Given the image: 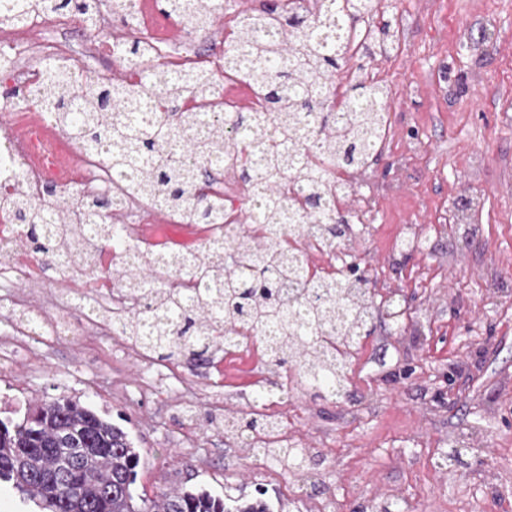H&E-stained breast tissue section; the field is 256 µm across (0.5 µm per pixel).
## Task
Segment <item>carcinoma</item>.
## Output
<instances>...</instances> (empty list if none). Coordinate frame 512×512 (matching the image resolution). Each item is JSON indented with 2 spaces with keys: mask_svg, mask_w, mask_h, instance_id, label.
<instances>
[{
  "mask_svg": "<svg viewBox=\"0 0 512 512\" xmlns=\"http://www.w3.org/2000/svg\"><path fill=\"white\" fill-rule=\"evenodd\" d=\"M0 24L26 23L33 13H75L96 25L90 0H0ZM159 12L191 33L207 31L217 0H162ZM329 21L288 10L268 0L262 10L238 16L222 72L184 73L155 63L135 38L125 57L139 64L133 80L114 83L55 61L28 89L27 99L51 113L52 121L79 146L105 157L124 195L172 211L195 224L224 223V203L203 192L210 173L228 164L250 184L251 222L263 229L254 247L236 238V225L192 256H143L166 280L142 281L121 265L114 279L142 305L126 316L119 334L146 354L187 357L206 363L217 340L241 345L245 336L270 338L267 365L292 370L296 385L318 399L340 394L352 349L370 334L357 319L346 278L309 277L300 252L288 239L318 225L332 252L341 234L336 224L331 170L367 165L387 139V101L364 61L373 40L344 49L333 31L357 25L371 0H335ZM355 68L359 76L340 81ZM252 84L265 115L208 113L202 102L220 97L223 77ZM10 195L16 220L25 225L32 250L75 257L112 244L127 251L122 229L112 223L115 201L90 205L64 201L51 188L42 198L22 183ZM290 301L281 295L284 282ZM267 417L228 423L245 445L266 427ZM89 452L70 469L58 470L57 442ZM140 455L127 433L80 402L57 398L21 418H0V481L47 512H274L264 491L251 498H220L204 490L177 488L154 499L135 494Z\"/></svg>",
  "mask_w": 512,
  "mask_h": 512,
  "instance_id": "obj_1",
  "label": "carcinoma"
}]
</instances>
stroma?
I'll return each mask as SVG.
<instances>
[{
    "instance_id": "35a3bbf8",
    "label": "stroma",
    "mask_w": 512,
    "mask_h": 512,
    "mask_svg": "<svg viewBox=\"0 0 512 512\" xmlns=\"http://www.w3.org/2000/svg\"><path fill=\"white\" fill-rule=\"evenodd\" d=\"M402 20L399 47L370 71L390 84L386 190L359 236L343 241L378 295L395 290L432 323L381 318L363 337L336 402L312 399L280 373L267 397L283 430L316 452L295 475L228 441L215 421L241 417L256 386L236 372L189 370L183 358L145 359L131 341L99 336L74 313L73 336L34 349L0 340V417L71 398L126 431L141 462L136 490L184 487L215 496L268 491L277 512H358L369 497L399 512H512V0H376ZM484 29L472 46L461 29ZM484 199L471 240L450 219ZM428 240L399 254L402 225ZM193 387L185 417L179 379Z\"/></svg>"
}]
</instances>
